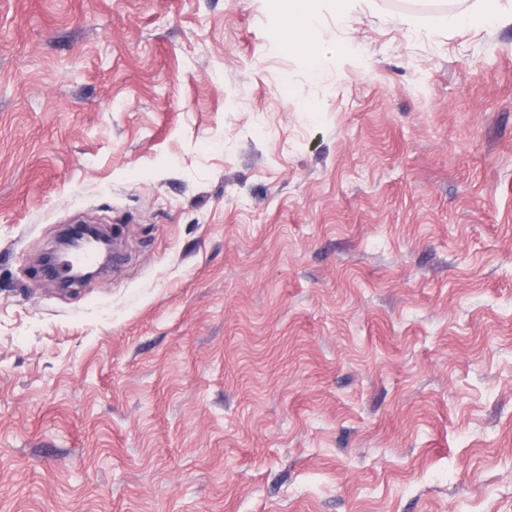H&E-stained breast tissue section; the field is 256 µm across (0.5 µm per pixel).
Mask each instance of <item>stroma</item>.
I'll list each match as a JSON object with an SVG mask.
<instances>
[{"label": "stroma", "mask_w": 512, "mask_h": 512, "mask_svg": "<svg viewBox=\"0 0 512 512\" xmlns=\"http://www.w3.org/2000/svg\"><path fill=\"white\" fill-rule=\"evenodd\" d=\"M316 7L0 0V512H512V23ZM288 25L281 36L288 41L289 46L301 48L306 52L316 51L315 35L318 32L317 12L309 6L308 0H290ZM78 226H83L86 229L84 230V232L79 234L77 237H75L68 243V247L66 250L77 251V250L82 249V245L85 244L86 242H88L89 240H99L107 245V253L103 257L102 263H100V265L96 269L90 268L89 271H87L83 274L77 273L76 270H71L70 274L64 278H59L58 273H57L56 263L54 265L52 273L49 274L46 270V267L43 264V261L41 260L46 277L51 281L57 282L58 286L62 289H68V288H63V285H64V287H67V286L71 285L72 283H78L79 285H82V284H85L88 281L96 278L101 267L112 260L109 241L105 238L100 237L95 231L87 229V227L90 225L81 224Z\"/></svg>", "instance_id": "stroma-1"}]
</instances>
